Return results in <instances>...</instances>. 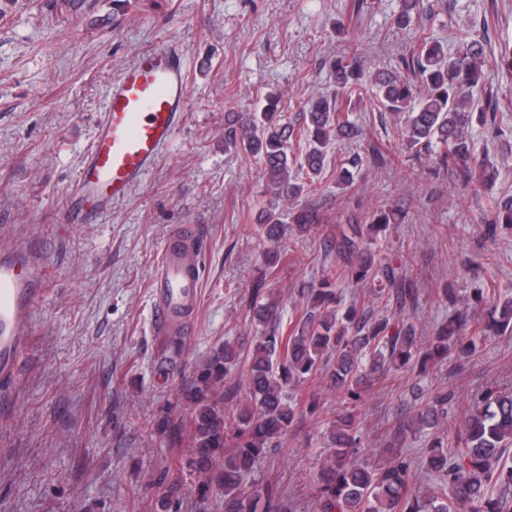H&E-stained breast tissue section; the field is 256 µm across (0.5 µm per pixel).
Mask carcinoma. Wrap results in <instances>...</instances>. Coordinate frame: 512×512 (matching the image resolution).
Instances as JSON below:
<instances>
[{
	"instance_id": "obj_1",
	"label": "carcinoma",
	"mask_w": 512,
	"mask_h": 512,
	"mask_svg": "<svg viewBox=\"0 0 512 512\" xmlns=\"http://www.w3.org/2000/svg\"><path fill=\"white\" fill-rule=\"evenodd\" d=\"M459 49L420 34L401 58L404 74L378 73L364 77L359 50L330 61L332 94L307 100L296 126L277 112L278 95L266 96L259 112L235 116L224 129L229 150L252 157L262 166L270 192L300 200L321 190L319 177L328 151L340 141L357 140L361 151L336 171V186L352 184L350 168L384 161L382 148L366 139L351 119L354 100L374 92L385 111L404 123L406 149L432 164L436 173L456 182L490 189L497 169L476 156L472 127L486 138L502 139L497 123L498 98L488 93L473 110V92L485 65L483 37L464 30ZM322 217L314 206L303 205L283 222L272 205L261 209L254 233L276 244L285 234L304 233ZM397 210L370 213L365 223L351 217L325 237V249L336 255V266L303 293L305 302L295 319L281 322L280 301L270 296L257 302L254 320L261 332L249 347L229 341L205 360L184 398L191 411L184 422L189 448L178 460L199 480V495L216 490L224 512H278V482L268 478L251 488L245 477L272 448L288 440L290 429L313 416L315 396L288 397L317 379L342 398V409L329 422V460L315 485L318 512H512V393L486 388L469 405L462 423L449 433L437 429L455 402L451 390H439L417 412L397 424L400 434H425L428 442L421 465L432 482L417 483L414 465L398 452L378 468L351 461L362 441L359 406L369 390L386 385L399 373L424 374L454 354H475L489 336L512 335V296L482 291L451 296L454 312L423 345L416 328L401 311L419 303V288L405 263L377 244L391 224H400ZM512 229V195L495 196L486 215L485 236L499 226ZM366 286L372 302H394L400 314H372L355 303L345 305L339 286ZM486 311L487 321L476 319ZM247 364L246 375L233 381L230 369ZM160 502L165 512H179L180 488L164 484Z\"/></svg>"
}]
</instances>
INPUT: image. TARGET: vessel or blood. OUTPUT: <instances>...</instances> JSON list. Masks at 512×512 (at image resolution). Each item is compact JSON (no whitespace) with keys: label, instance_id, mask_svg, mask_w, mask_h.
<instances>
[{"label":"vessel or blood","instance_id":"vessel-or-blood-1","mask_svg":"<svg viewBox=\"0 0 512 512\" xmlns=\"http://www.w3.org/2000/svg\"><path fill=\"white\" fill-rule=\"evenodd\" d=\"M188 80L182 50L162 45L140 53L109 88L68 195L65 220L89 224L124 199L158 165L187 121ZM205 240L202 225L177 227L165 241L152 279L151 329L160 340L196 325ZM45 264L31 240L0 250V398L19 376L32 333V310L44 292Z\"/></svg>","mask_w":512,"mask_h":512}]
</instances>
